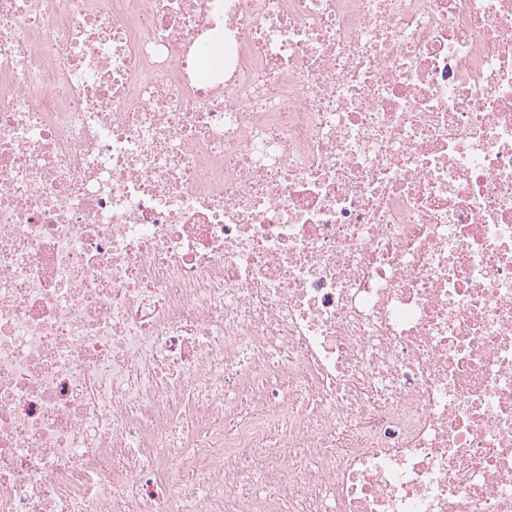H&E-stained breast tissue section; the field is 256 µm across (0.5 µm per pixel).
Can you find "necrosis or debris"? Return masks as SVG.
<instances>
[{"instance_id":"4bbe7bcc","label":"necrosis or debris","mask_w":512,"mask_h":512,"mask_svg":"<svg viewBox=\"0 0 512 512\" xmlns=\"http://www.w3.org/2000/svg\"><path fill=\"white\" fill-rule=\"evenodd\" d=\"M0 512H512V0H0Z\"/></svg>"}]
</instances>
